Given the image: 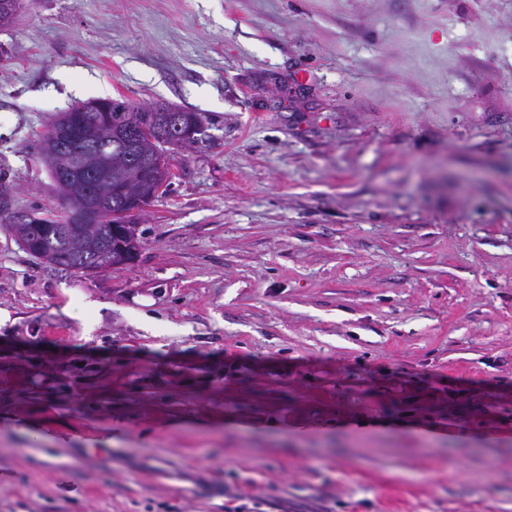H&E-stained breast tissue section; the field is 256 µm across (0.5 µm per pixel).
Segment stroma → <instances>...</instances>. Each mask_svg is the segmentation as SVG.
Segmentation results:
<instances>
[{
  "mask_svg": "<svg viewBox=\"0 0 512 512\" xmlns=\"http://www.w3.org/2000/svg\"><path fill=\"white\" fill-rule=\"evenodd\" d=\"M119 96L205 133L131 265L0 223V512H512V0H23L0 207Z\"/></svg>",
  "mask_w": 512,
  "mask_h": 512,
  "instance_id": "1",
  "label": "stroma"
}]
</instances>
